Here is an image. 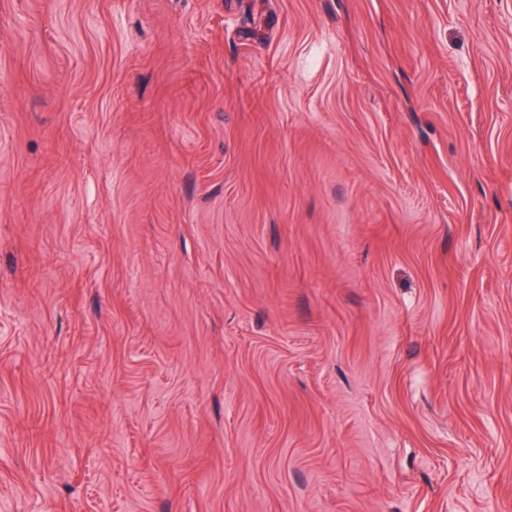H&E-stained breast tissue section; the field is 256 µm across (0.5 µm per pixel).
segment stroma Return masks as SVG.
Returning a JSON list of instances; mask_svg holds the SVG:
<instances>
[{
    "label": "stroma",
    "instance_id": "35a3bbf8",
    "mask_svg": "<svg viewBox=\"0 0 512 512\" xmlns=\"http://www.w3.org/2000/svg\"><path fill=\"white\" fill-rule=\"evenodd\" d=\"M0 512H512V0H0Z\"/></svg>",
    "mask_w": 512,
    "mask_h": 512
}]
</instances>
